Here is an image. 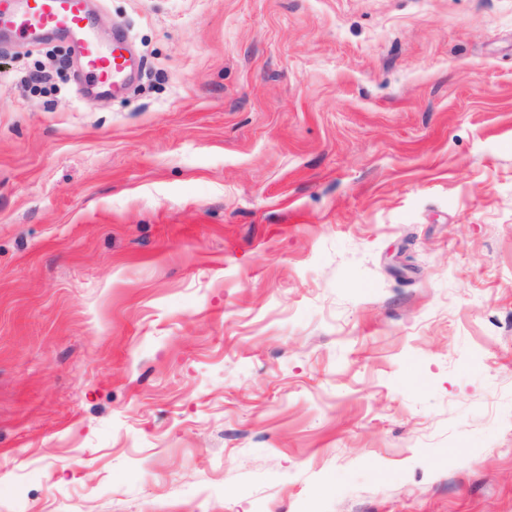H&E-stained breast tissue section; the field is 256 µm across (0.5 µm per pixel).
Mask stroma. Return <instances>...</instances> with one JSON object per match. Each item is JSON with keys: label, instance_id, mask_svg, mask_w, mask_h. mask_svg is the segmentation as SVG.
<instances>
[{"label": "stroma", "instance_id": "stroma-1", "mask_svg": "<svg viewBox=\"0 0 512 512\" xmlns=\"http://www.w3.org/2000/svg\"><path fill=\"white\" fill-rule=\"evenodd\" d=\"M96 4L122 94L0 38V512H512V0Z\"/></svg>", "mask_w": 512, "mask_h": 512}]
</instances>
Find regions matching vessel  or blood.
<instances>
[{
    "label": "vessel or blood",
    "mask_w": 512,
    "mask_h": 512,
    "mask_svg": "<svg viewBox=\"0 0 512 512\" xmlns=\"http://www.w3.org/2000/svg\"><path fill=\"white\" fill-rule=\"evenodd\" d=\"M88 0H0V29L19 37L37 39L53 34L67 39L78 52L83 79L102 90L117 86L130 70L122 37L111 47H101L91 35Z\"/></svg>",
    "instance_id": "obj_1"
}]
</instances>
